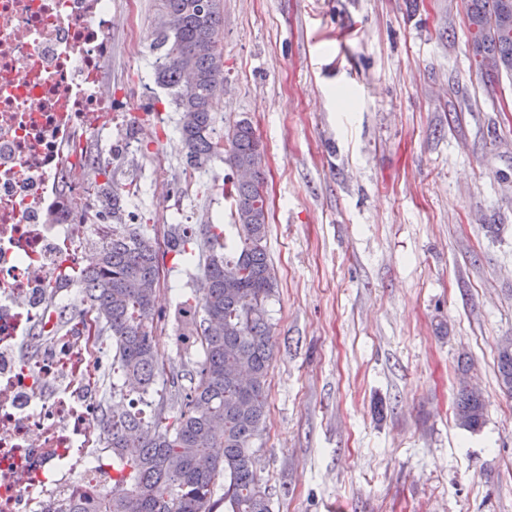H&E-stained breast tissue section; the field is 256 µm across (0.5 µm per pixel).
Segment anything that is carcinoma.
<instances>
[{
	"label": "carcinoma",
	"instance_id": "1",
	"mask_svg": "<svg viewBox=\"0 0 512 512\" xmlns=\"http://www.w3.org/2000/svg\"><path fill=\"white\" fill-rule=\"evenodd\" d=\"M467 21L477 26L473 53L489 79L512 75V0H464ZM153 48L160 52L157 82L172 91L181 112L180 134L190 165L214 159L244 169L222 192L232 200L236 239L224 225H204L195 238L181 224L164 235L166 253L197 263L203 287L179 303L178 340L187 329L201 354L190 386L182 367H159L154 343L156 247L142 224L125 223L120 192L107 178L97 188L100 221L112 223L83 292L96 313L97 335L112 339V393L136 399L103 415L112 448V485L92 503L68 512H271L256 472L254 440L265 422L266 378L272 336L268 301L277 276L266 252L268 208L262 172L263 145L252 122L241 119L212 136L215 109L224 91L218 52L224 27L222 0H155ZM503 388L512 394V351L497 349ZM165 389L157 391L158 378ZM142 404L150 413L136 407ZM459 424L472 431L485 421V402L461 389ZM224 497L213 499L219 481Z\"/></svg>",
	"mask_w": 512,
	"mask_h": 512
}]
</instances>
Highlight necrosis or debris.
<instances>
[{
	"instance_id": "obj_1",
	"label": "necrosis or debris",
	"mask_w": 512,
	"mask_h": 512,
	"mask_svg": "<svg viewBox=\"0 0 512 512\" xmlns=\"http://www.w3.org/2000/svg\"><path fill=\"white\" fill-rule=\"evenodd\" d=\"M112 0H0V512H58L112 489L90 424L103 342L76 287L98 167L84 132L121 129L101 91Z\"/></svg>"
}]
</instances>
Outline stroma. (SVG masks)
Instances as JSON below:
<instances>
[{"label": "stroma", "instance_id": "35a3bbf8", "mask_svg": "<svg viewBox=\"0 0 512 512\" xmlns=\"http://www.w3.org/2000/svg\"><path fill=\"white\" fill-rule=\"evenodd\" d=\"M102 90L131 148L86 140L127 223H230L222 161L186 164L154 75V0H112ZM217 130L264 146L278 288L268 417L255 441L272 512H512V77L475 68L462 0H224ZM347 92L350 110L336 106ZM156 311L198 288L164 257ZM483 395L480 431L457 392Z\"/></svg>", "mask_w": 512, "mask_h": 512}]
</instances>
